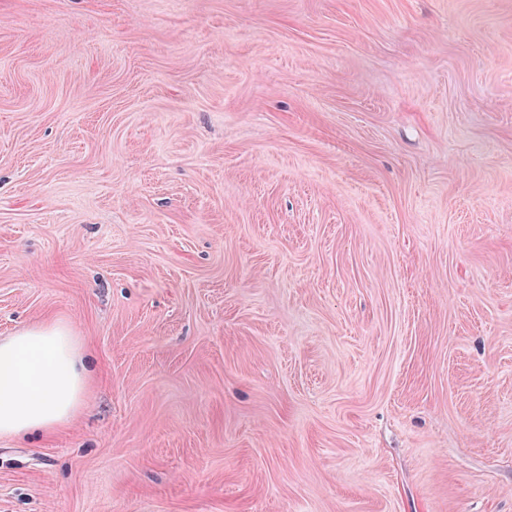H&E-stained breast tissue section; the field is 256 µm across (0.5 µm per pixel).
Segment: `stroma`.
I'll return each mask as SVG.
<instances>
[{"label": "stroma", "mask_w": 512, "mask_h": 512, "mask_svg": "<svg viewBox=\"0 0 512 512\" xmlns=\"http://www.w3.org/2000/svg\"><path fill=\"white\" fill-rule=\"evenodd\" d=\"M93 378L0 512H512V0H0V339Z\"/></svg>", "instance_id": "1"}]
</instances>
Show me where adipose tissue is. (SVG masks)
<instances>
[{"mask_svg": "<svg viewBox=\"0 0 512 512\" xmlns=\"http://www.w3.org/2000/svg\"><path fill=\"white\" fill-rule=\"evenodd\" d=\"M89 382L82 349L64 322L46 321L0 340V436L65 425Z\"/></svg>", "mask_w": 512, "mask_h": 512, "instance_id": "obj_1", "label": "adipose tissue"}]
</instances>
